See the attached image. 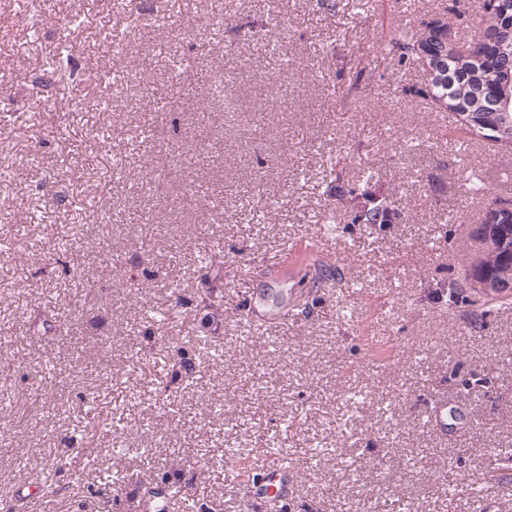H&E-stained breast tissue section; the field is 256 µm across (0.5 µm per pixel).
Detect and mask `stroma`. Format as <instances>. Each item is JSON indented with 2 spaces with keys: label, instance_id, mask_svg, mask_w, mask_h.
<instances>
[{
  "label": "stroma",
  "instance_id": "1",
  "mask_svg": "<svg viewBox=\"0 0 512 512\" xmlns=\"http://www.w3.org/2000/svg\"><path fill=\"white\" fill-rule=\"evenodd\" d=\"M481 7L0 0V239L13 241L0 248V498L12 512H101L100 478L117 468L132 476L123 512L169 479L192 484V512H263L240 488L265 479L275 433L293 481L271 512H392L398 499L512 512L497 487L512 478V304L464 285L487 199L469 182L512 201V151L466 134L419 95L422 64L385 50L395 29L436 19L475 41ZM104 31L122 53L102 52ZM63 46L72 75L59 79L44 65ZM149 178L161 191H142ZM365 190L391 223L357 221ZM65 238L76 248L56 255ZM206 286L216 299L201 309ZM437 395L444 431L426 421ZM241 443L246 466L225 463ZM319 444L329 452L310 465ZM88 445L94 467L55 468ZM462 473L477 498L448 500Z\"/></svg>",
  "mask_w": 512,
  "mask_h": 512
}]
</instances>
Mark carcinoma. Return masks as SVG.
<instances>
[{
	"label": "carcinoma",
	"mask_w": 512,
	"mask_h": 512,
	"mask_svg": "<svg viewBox=\"0 0 512 512\" xmlns=\"http://www.w3.org/2000/svg\"><path fill=\"white\" fill-rule=\"evenodd\" d=\"M482 39L464 55L448 43V32L438 21L422 24L412 33L398 31L387 43L390 52L401 59L413 57L428 61L433 75L421 93L439 108L460 117L464 130L484 136L504 147H512V108L503 106L504 96L512 95V0H498L497 8L482 18ZM68 53L62 51L46 61L51 74L67 72ZM364 199L357 220L365 224H387L392 212L386 201L371 192ZM486 212L485 224L490 228V244L472 269L484 271L492 290L485 293L501 302L512 300V208L509 202L493 199ZM124 482L120 471L105 477L103 512H115L117 485ZM160 496L189 500L192 487L179 480L165 483L157 491Z\"/></svg>",
	"instance_id": "obj_1"
}]
</instances>
